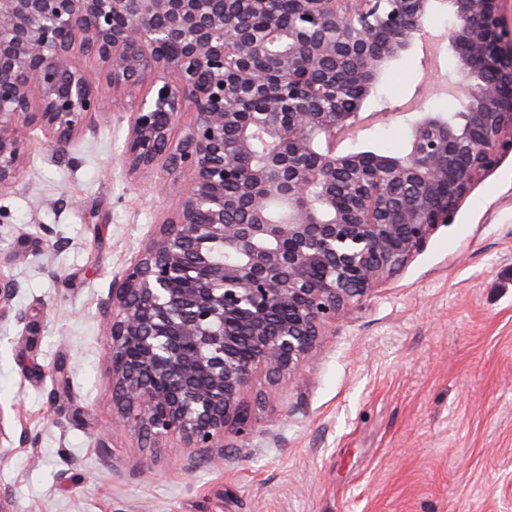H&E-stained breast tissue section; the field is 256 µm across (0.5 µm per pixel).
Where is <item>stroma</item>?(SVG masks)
<instances>
[{"instance_id": "stroma-1", "label": "stroma", "mask_w": 512, "mask_h": 512, "mask_svg": "<svg viewBox=\"0 0 512 512\" xmlns=\"http://www.w3.org/2000/svg\"><path fill=\"white\" fill-rule=\"evenodd\" d=\"M411 49L343 141L402 154L406 112L457 109ZM128 101L55 154L37 130L0 193V274L21 289L0 319V460L10 512H512V152L471 185L425 248L328 324L319 354L254 413L255 437L189 462L121 419L99 302L175 212L164 164L124 166Z\"/></svg>"}]
</instances>
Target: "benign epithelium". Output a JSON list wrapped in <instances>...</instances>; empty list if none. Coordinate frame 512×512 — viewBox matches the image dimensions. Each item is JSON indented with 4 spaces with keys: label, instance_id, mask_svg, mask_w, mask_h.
<instances>
[{
    "label": "benign epithelium",
    "instance_id": "7a95c632",
    "mask_svg": "<svg viewBox=\"0 0 512 512\" xmlns=\"http://www.w3.org/2000/svg\"><path fill=\"white\" fill-rule=\"evenodd\" d=\"M271 2L0 0L1 191L19 182L28 131L63 151L105 110L82 59L130 102L129 172L162 160L184 181L100 310L121 414L150 439L178 437L192 461L226 436L251 441L258 374L294 376L324 326L420 252L512 150L501 0H290L286 23ZM436 11L452 20L460 109L408 120L401 156L336 150L361 129L347 94L365 99ZM19 289L0 277V319Z\"/></svg>",
    "mask_w": 512,
    "mask_h": 512
}]
</instances>
